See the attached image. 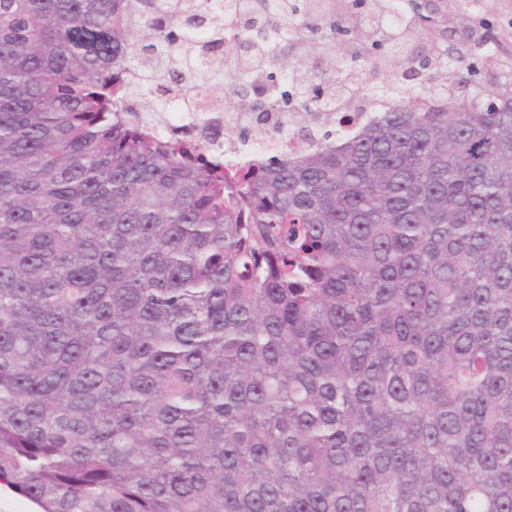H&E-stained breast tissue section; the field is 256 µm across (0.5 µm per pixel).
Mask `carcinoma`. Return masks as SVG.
Masks as SVG:
<instances>
[{
	"mask_svg": "<svg viewBox=\"0 0 512 512\" xmlns=\"http://www.w3.org/2000/svg\"><path fill=\"white\" fill-rule=\"evenodd\" d=\"M386 11L360 22L387 25ZM335 0H0V485L40 512H512V77L356 131ZM373 41L378 49L383 44ZM136 69L141 84L118 79ZM224 164L143 126L158 78ZM319 112L294 158L249 154ZM213 124L209 129L202 130L196 125L195 112H191L182 102L164 107V112L155 113L152 125L158 135H167L173 130L190 131L210 152L216 156L224 154V129L240 127L249 123L244 112L212 113Z\"/></svg>",
	"mask_w": 512,
	"mask_h": 512,
	"instance_id": "carcinoma-1",
	"label": "carcinoma"
}]
</instances>
